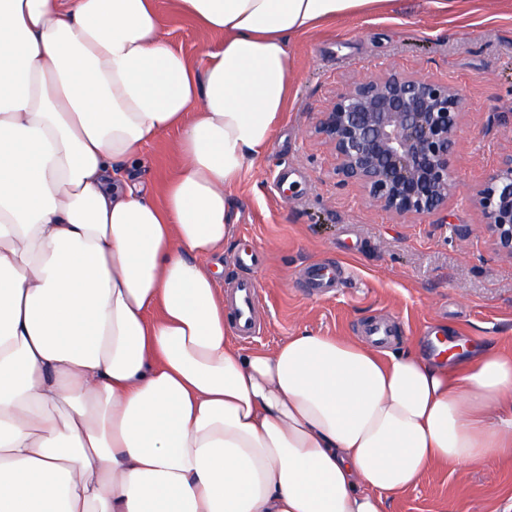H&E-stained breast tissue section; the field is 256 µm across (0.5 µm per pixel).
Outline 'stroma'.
<instances>
[{"label":"stroma","mask_w":512,"mask_h":512,"mask_svg":"<svg viewBox=\"0 0 512 512\" xmlns=\"http://www.w3.org/2000/svg\"><path fill=\"white\" fill-rule=\"evenodd\" d=\"M170 40L191 61L204 42L170 0H158ZM292 93L277 134L245 169L230 198L233 236L209 259L219 288L251 278L260 296L258 337L247 349H275L304 331L358 337L368 321L395 327L389 348L416 346L435 356L434 337L451 354L490 346L512 354V259L499 255L484 217L466 192L512 153V0H469L438 14L428 0H398L389 10L344 20L295 39ZM412 73L460 85L461 131L450 164L464 183L447 209L399 217L370 207L354 185H337L335 157L314 132L319 112L366 74ZM261 253L239 266L241 250ZM333 263L345 276L331 295L308 291L302 270ZM387 512H512V461L463 472L431 471L389 500Z\"/></svg>","instance_id":"stroma-1"}]
</instances>
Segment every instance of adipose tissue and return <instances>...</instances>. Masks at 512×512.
<instances>
[{
	"label": "adipose tissue",
	"instance_id": "obj_1",
	"mask_svg": "<svg viewBox=\"0 0 512 512\" xmlns=\"http://www.w3.org/2000/svg\"><path fill=\"white\" fill-rule=\"evenodd\" d=\"M390 2L172 0L194 65L157 0H0V512H385L512 459V356L246 349L206 264L294 38ZM171 132L158 190L129 182ZM158 6L170 40L189 60L197 64L206 39L199 34L189 20L174 11L170 0H158Z\"/></svg>",
	"mask_w": 512,
	"mask_h": 512
}]
</instances>
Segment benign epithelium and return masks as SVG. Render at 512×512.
I'll return each instance as SVG.
<instances>
[{
    "label": "benign epithelium",
    "instance_id": "7a95c632",
    "mask_svg": "<svg viewBox=\"0 0 512 512\" xmlns=\"http://www.w3.org/2000/svg\"><path fill=\"white\" fill-rule=\"evenodd\" d=\"M464 99L448 82L371 74L335 95L314 129L336 158L338 184L362 188L370 205L396 215H425L461 186L450 157ZM472 195L494 250L512 258V154Z\"/></svg>",
    "mask_w": 512,
    "mask_h": 512
}]
</instances>
